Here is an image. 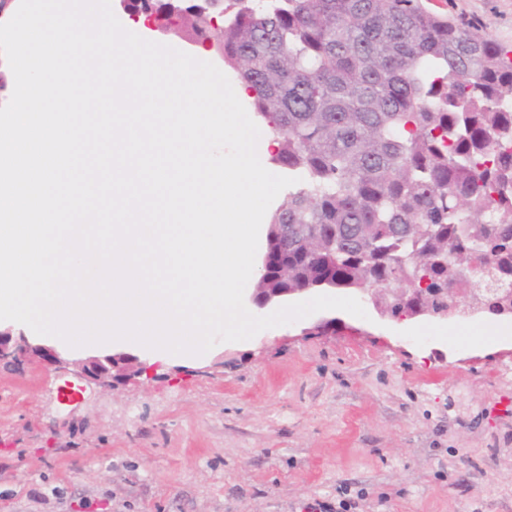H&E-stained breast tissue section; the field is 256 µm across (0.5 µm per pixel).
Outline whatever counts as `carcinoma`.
Here are the masks:
<instances>
[{
  "mask_svg": "<svg viewBox=\"0 0 512 512\" xmlns=\"http://www.w3.org/2000/svg\"><path fill=\"white\" fill-rule=\"evenodd\" d=\"M430 2L224 0L216 28L209 5L186 10L299 179L271 214L260 287L427 280L446 309L450 288L512 286V47ZM279 224L298 226L286 253Z\"/></svg>",
  "mask_w": 512,
  "mask_h": 512,
  "instance_id": "cac0c4a2",
  "label": "carcinoma"
}]
</instances>
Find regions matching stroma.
<instances>
[{
  "label": "stroma",
  "instance_id": "obj_1",
  "mask_svg": "<svg viewBox=\"0 0 512 512\" xmlns=\"http://www.w3.org/2000/svg\"><path fill=\"white\" fill-rule=\"evenodd\" d=\"M448 12L512 46V0ZM507 366L481 320L341 310L109 390L0 364V512H512Z\"/></svg>",
  "mask_w": 512,
  "mask_h": 512
}]
</instances>
